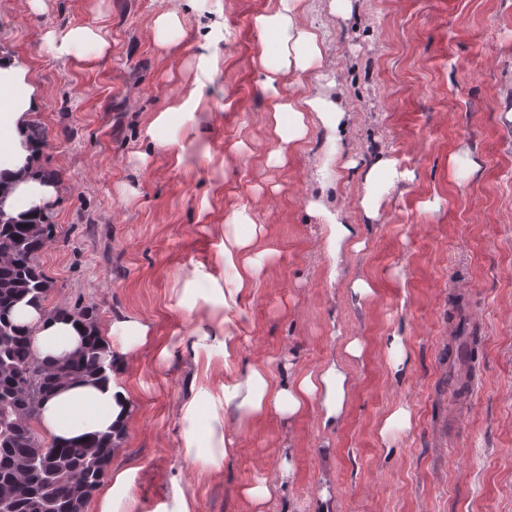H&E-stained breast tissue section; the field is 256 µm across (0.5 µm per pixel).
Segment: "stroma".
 I'll return each instance as SVG.
<instances>
[{"label": "stroma", "mask_w": 512, "mask_h": 512, "mask_svg": "<svg viewBox=\"0 0 512 512\" xmlns=\"http://www.w3.org/2000/svg\"><path fill=\"white\" fill-rule=\"evenodd\" d=\"M275 0H193L165 52L153 22L168 0H0V52L27 65L43 98L33 116L47 132L42 167L56 171L55 237L38 262L52 286L48 308H90L99 327L114 312L155 325L170 356L141 353L127 369L134 415L113 465L136 468L133 512H154L181 477L195 512H250L244 486L280 461L291 437L292 477L267 512H318L328 478L334 512H512V126L499 119L512 93V0H352L331 15L320 0L324 70H341L354 112L342 155L384 154L402 175L378 222L358 205L357 174L312 176L325 148L312 127L284 165L267 161L265 95L252 61L276 38L254 25ZM218 70L196 67L209 23ZM93 23L104 55L60 59L47 32ZM200 89L212 114V163L175 167L172 149L145 135L154 112ZM468 146L480 176L457 183L449 158ZM147 161H140V154ZM323 186L365 242L331 276L324 227L305 198ZM247 207L273 249L260 284L232 313L239 355L198 377L179 341L191 329L175 288L182 271L212 270L221 226ZM358 278L373 293H348ZM354 395L335 431L314 409L268 419L237 437L221 474L185 462L179 409L190 387L221 397L246 365L328 361L344 337ZM402 337L407 366L393 373L388 346ZM407 402L413 424L382 439L386 414Z\"/></svg>", "instance_id": "stroma-1"}]
</instances>
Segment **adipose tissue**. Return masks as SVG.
Instances as JSON below:
<instances>
[{"label": "adipose tissue", "instance_id": "ef3b65f1", "mask_svg": "<svg viewBox=\"0 0 512 512\" xmlns=\"http://www.w3.org/2000/svg\"><path fill=\"white\" fill-rule=\"evenodd\" d=\"M315 0H276L270 10L259 14L256 27L274 34L272 52L254 59L253 65L268 94L266 125L271 148L268 161L284 163L288 154L305 140L310 118H317L325 133L327 148L315 157L317 175H325L339 165L341 142L353 115L340 93V75L324 74L327 89L301 97L282 94L288 79L299 78L320 67L325 43L306 17ZM46 49L57 57L100 54L108 46L99 28L83 25L58 35L47 33ZM200 91H192L177 106L153 113L146 129L158 147L175 146L172 132L185 124L200 125ZM42 107V96L29 69L10 55H0V184L8 191L0 198V210L23 222L49 213L61 193L56 178L39 175L41 153L30 137L32 116ZM360 208L367 223L381 216L385 198L395 188L400 175L390 157H376L360 173ZM306 208L319 217L327 230L326 254L331 268H338L347 251L364 247L356 225L346 220L343 208L329 205L323 196L312 194ZM216 260L223 273L214 276L191 269L180 278V304L194 323L192 339L185 353L194 369L208 375L228 367L239 352L230 310L256 287L271 249L263 239L261 225L255 224L247 208L234 210L225 220ZM250 225L248 234L236 227ZM12 320L32 329V352L42 361L58 362L75 354L84 342V326L65 314H54L41 302L21 301ZM104 340L112 356L107 379L77 380L61 387L39 408V420L49 439L58 445L81 441L88 436L111 433L114 448H121L134 412L126 384L128 366L145 349L156 346L151 321L138 314L113 313ZM355 381L338 358H330L316 369L300 370L283 363L281 373L270 365L247 366L224 387L222 399L208 391L189 393L183 404L180 456L210 474L224 470V461L235 447L236 434L269 416L290 423L307 406H314L323 429L332 431L343 420ZM235 426H228V419ZM137 470L116 467L110 480L94 492L95 512H119L133 500Z\"/></svg>", "mask_w": 512, "mask_h": 512}]
</instances>
